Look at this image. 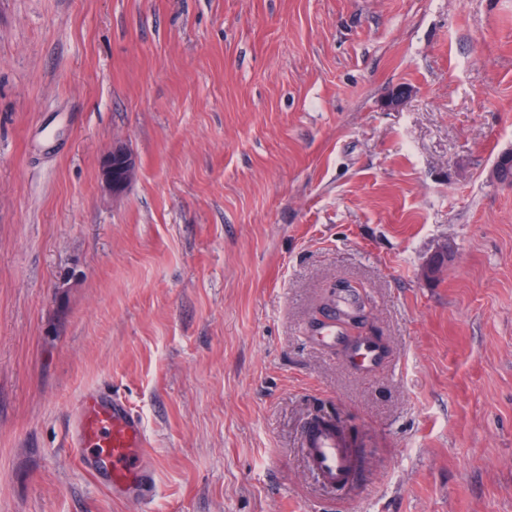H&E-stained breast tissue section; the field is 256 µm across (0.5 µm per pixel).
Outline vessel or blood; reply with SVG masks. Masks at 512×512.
Listing matches in <instances>:
<instances>
[{"instance_id":"1","label":"vessel or blood","mask_w":512,"mask_h":512,"mask_svg":"<svg viewBox=\"0 0 512 512\" xmlns=\"http://www.w3.org/2000/svg\"><path fill=\"white\" fill-rule=\"evenodd\" d=\"M69 440L80 451L83 469L104 480L113 495L137 500L152 496L156 473L147 459L144 421L122 396L101 388L84 391ZM303 454L316 479L331 489L347 486L358 467L357 457L336 427L324 423L307 425Z\"/></svg>"}]
</instances>
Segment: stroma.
<instances>
[{
	"instance_id": "1",
	"label": "stroma",
	"mask_w": 512,
	"mask_h": 512,
	"mask_svg": "<svg viewBox=\"0 0 512 512\" xmlns=\"http://www.w3.org/2000/svg\"><path fill=\"white\" fill-rule=\"evenodd\" d=\"M509 151L512 0H0V512H512ZM341 283L375 366L311 339ZM93 387L150 503L69 446ZM137 175V162L133 153L123 144L115 143L100 164V180L104 190L119 197L129 188ZM83 469L102 479L113 496L149 499L156 473L147 459L149 442L142 416L118 394L101 388L84 391L69 430ZM303 454L309 470L324 486L340 489L353 479L358 459L332 425L311 421L303 437Z\"/></svg>"
}]
</instances>
